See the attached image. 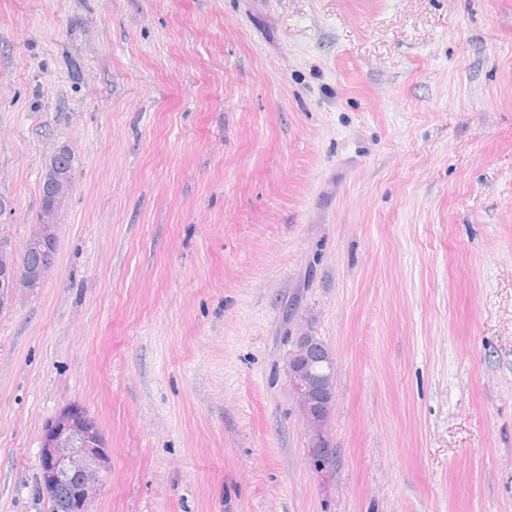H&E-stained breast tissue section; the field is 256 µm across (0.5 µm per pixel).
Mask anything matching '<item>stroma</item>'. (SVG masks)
<instances>
[{
	"instance_id": "obj_1",
	"label": "stroma",
	"mask_w": 512,
	"mask_h": 512,
	"mask_svg": "<svg viewBox=\"0 0 512 512\" xmlns=\"http://www.w3.org/2000/svg\"><path fill=\"white\" fill-rule=\"evenodd\" d=\"M64 146L54 271L0 308V512H48L72 402L93 512H512V0H0L16 253ZM290 338L284 368L288 386L315 448L313 461L326 466L333 462L328 425L336 397L335 354L308 329L299 328ZM41 448L40 470L49 511L93 512L92 503L111 468L96 421L79 405H69L46 423ZM62 480L72 483V493L71 485ZM57 484L58 498H68L64 502L54 493Z\"/></svg>"
}]
</instances>
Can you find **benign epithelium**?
Wrapping results in <instances>:
<instances>
[{
	"mask_svg": "<svg viewBox=\"0 0 512 512\" xmlns=\"http://www.w3.org/2000/svg\"><path fill=\"white\" fill-rule=\"evenodd\" d=\"M43 181L49 196L43 220L34 225L26 249L45 256L35 268H24L17 260L8 238L0 234V307L13 300L17 289L38 292L56 262L59 246L57 215L69 197L73 168L51 160ZM292 349L285 362V375L293 400L315 448L317 465L333 462L328 433L329 418L336 397L334 352L310 330L299 328L291 337ZM40 470L49 512H93L92 503L110 470L106 442L96 421L77 404L63 408L48 421L41 437ZM63 480L72 483L71 496L64 502L54 489Z\"/></svg>",
	"mask_w": 512,
	"mask_h": 512,
	"instance_id": "7a95c632",
	"label": "benign epithelium"
}]
</instances>
